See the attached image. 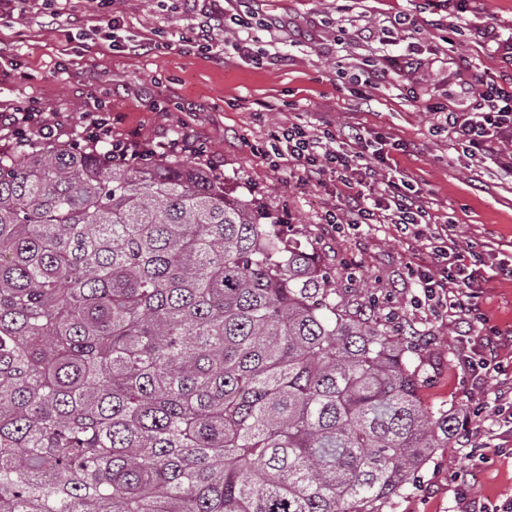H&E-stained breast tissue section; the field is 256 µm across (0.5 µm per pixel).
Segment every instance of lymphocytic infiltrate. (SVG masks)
Instances as JSON below:
<instances>
[{"label":"lymphocytic infiltrate","instance_id":"lymphocytic-infiltrate-1","mask_svg":"<svg viewBox=\"0 0 512 512\" xmlns=\"http://www.w3.org/2000/svg\"><path fill=\"white\" fill-rule=\"evenodd\" d=\"M481 100L478 108L456 112L446 104L424 100L423 106L435 120L436 128L447 131L450 140L463 152L479 160H491L503 172L512 173V153L500 151L504 142H512V85L493 79L481 81L473 89ZM33 104L0 114V141L14 148L27 144L31 128H38L41 139L51 140L48 125H37ZM90 148L100 149L105 162L134 161L152 153L147 144L134 140H115L105 120L91 123ZM273 169H288L305 184L321 185L336 178L347 188L341 212L330 211L326 221L360 227L389 222L401 225L414 239L425 237L431 219L423 197L405 179L386 175L389 152L381 137L355 125L336 132L294 124L276 135L267 152ZM454 245L441 243L432 250L437 273L420 272L421 305L436 312L454 313L464 301L448 291V259Z\"/></svg>","mask_w":512,"mask_h":512}]
</instances>
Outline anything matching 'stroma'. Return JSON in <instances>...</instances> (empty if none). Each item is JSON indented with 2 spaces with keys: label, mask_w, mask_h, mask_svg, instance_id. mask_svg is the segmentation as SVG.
<instances>
[{
  "label": "stroma",
  "mask_w": 512,
  "mask_h": 512,
  "mask_svg": "<svg viewBox=\"0 0 512 512\" xmlns=\"http://www.w3.org/2000/svg\"><path fill=\"white\" fill-rule=\"evenodd\" d=\"M256 16L243 28L214 20L215 10ZM413 13L422 44H435L437 63L372 88L370 111L357 109L354 67L405 42L363 43L361 27L388 26ZM425 0H14L0 7V112L36 106L56 141H83V118L97 115L116 139L137 137L154 147L194 141L228 191L258 198L286 218L285 231L325 266L336 287L361 275L356 299L385 301L387 310L417 334L427 361L420 394L431 410L470 412L472 442L454 438L435 449L412 483L383 512H454L461 488L472 499L512 502V442L497 430L496 411L512 403V378L473 386L463 365L480 348L486 329L512 332V176L490 162L464 158L413 91L422 89L449 108L468 109L461 84L482 75L512 78L483 32L512 34V0H468L467 12L449 4L441 18L454 27L450 42L433 26ZM206 25L221 55L201 52L191 36ZM146 49L130 51L132 41ZM361 124L383 133L393 168L431 204L433 231L447 229L464 266H476V301L486 327L416 306L405 266L413 249L395 225L372 224L336 232L324 216L344 188L297 184L272 170L263 155L275 131L291 124L339 128ZM485 459L474 460L471 445Z\"/></svg>",
  "instance_id": "1"
}]
</instances>
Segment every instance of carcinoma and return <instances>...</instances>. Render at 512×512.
Segmentation results:
<instances>
[{
	"label": "carcinoma",
	"instance_id": "obj_1",
	"mask_svg": "<svg viewBox=\"0 0 512 512\" xmlns=\"http://www.w3.org/2000/svg\"><path fill=\"white\" fill-rule=\"evenodd\" d=\"M176 158L0 153V512H381L458 416L413 333Z\"/></svg>",
	"mask_w": 512,
	"mask_h": 512
}]
</instances>
